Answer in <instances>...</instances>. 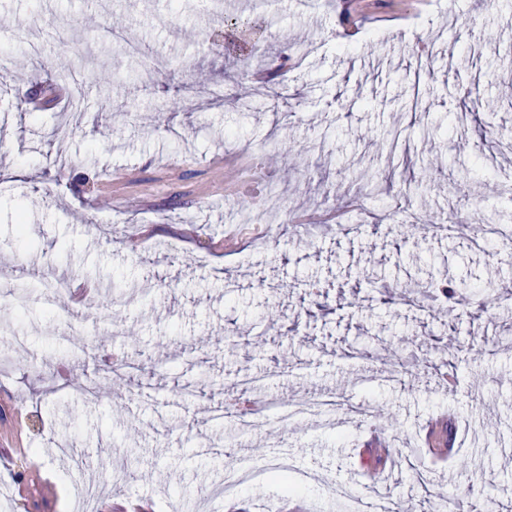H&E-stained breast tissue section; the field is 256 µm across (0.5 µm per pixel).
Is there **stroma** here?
Masks as SVG:
<instances>
[{
	"mask_svg": "<svg viewBox=\"0 0 512 512\" xmlns=\"http://www.w3.org/2000/svg\"><path fill=\"white\" fill-rule=\"evenodd\" d=\"M400 3L283 0L256 42L224 28L255 0H0V281L92 286L0 303V512H77L80 485L92 512H339L336 486L376 484L512 512V242L472 233L512 228V0ZM63 69L88 109L53 94ZM274 142L295 169L248 177ZM268 183L263 237L240 209ZM61 360L98 400L58 390ZM262 375L257 397L327 399L335 429L238 438L224 400ZM285 451L319 481L211 496L232 458Z\"/></svg>",
	"mask_w": 512,
	"mask_h": 512,
	"instance_id": "35a3bbf8",
	"label": "stroma"
}]
</instances>
